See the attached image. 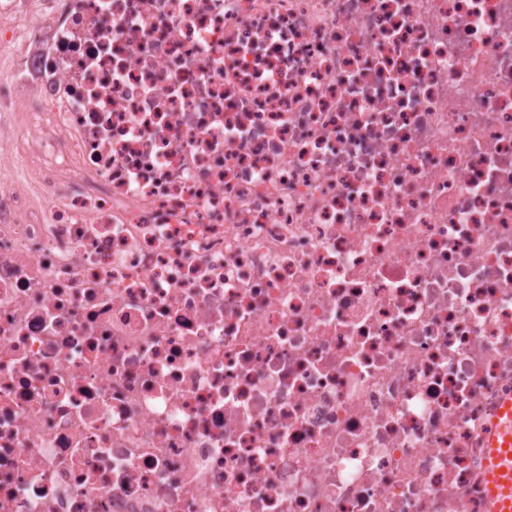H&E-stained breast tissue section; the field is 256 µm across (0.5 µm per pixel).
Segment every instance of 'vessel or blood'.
I'll return each mask as SVG.
<instances>
[{
    "label": "vessel or blood",
    "instance_id": "vessel-or-blood-1",
    "mask_svg": "<svg viewBox=\"0 0 512 512\" xmlns=\"http://www.w3.org/2000/svg\"><path fill=\"white\" fill-rule=\"evenodd\" d=\"M484 446L486 491L492 512H512V400L495 412Z\"/></svg>",
    "mask_w": 512,
    "mask_h": 512
}]
</instances>
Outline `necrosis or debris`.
I'll return each mask as SVG.
<instances>
[{
  "label": "necrosis or debris",
  "instance_id": "4bbe7bcc",
  "mask_svg": "<svg viewBox=\"0 0 512 512\" xmlns=\"http://www.w3.org/2000/svg\"><path fill=\"white\" fill-rule=\"evenodd\" d=\"M0 512H489L512 0H0Z\"/></svg>",
  "mask_w": 512,
  "mask_h": 512
}]
</instances>
